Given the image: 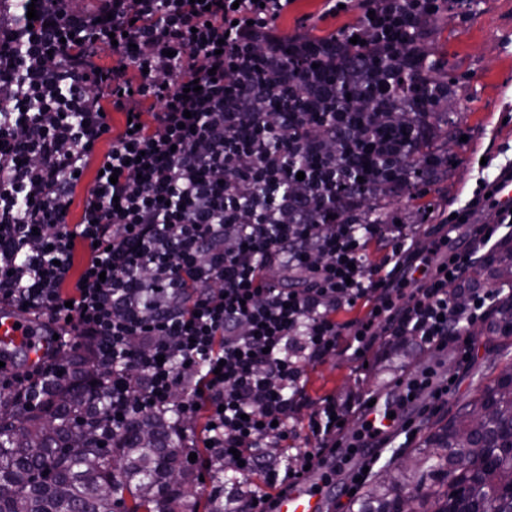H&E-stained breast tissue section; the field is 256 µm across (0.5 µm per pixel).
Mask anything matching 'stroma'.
I'll list each match as a JSON object with an SVG mask.
<instances>
[{
	"mask_svg": "<svg viewBox=\"0 0 512 512\" xmlns=\"http://www.w3.org/2000/svg\"><path fill=\"white\" fill-rule=\"evenodd\" d=\"M436 48L456 73L466 76L470 88L466 98L448 101L465 138L452 143L448 176L426 196L434 212L415 240L419 247L427 244L429 233L450 212L470 202L481 180L493 179L512 164V0H478L472 9L449 12ZM493 361L500 365L512 361V337L488 333L482 320L440 351L418 348L384 331L361 360L347 343H340L324 360L303 364L295 445L307 448L308 420L323 399H336L342 408L344 424L336 438L347 450L360 429L361 406L376 388L424 378L436 385L447 383L446 395L431 400L422 388L407 404L413 423L382 449L374 465L378 471L397 469L438 421L447 420L459 405L478 396V380Z\"/></svg>",
	"mask_w": 512,
	"mask_h": 512,
	"instance_id": "stroma-1",
	"label": "stroma"
}]
</instances>
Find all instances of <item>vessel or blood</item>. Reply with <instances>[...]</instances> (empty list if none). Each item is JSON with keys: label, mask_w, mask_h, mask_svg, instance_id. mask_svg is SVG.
<instances>
[{"label": "vessel or blood", "mask_w": 512, "mask_h": 512, "mask_svg": "<svg viewBox=\"0 0 512 512\" xmlns=\"http://www.w3.org/2000/svg\"><path fill=\"white\" fill-rule=\"evenodd\" d=\"M48 343L42 338L36 324L26 315L0 312V360L14 364L16 351H23L27 362L40 358ZM375 403L368 416L377 424L374 435L365 437L364 445L377 448L395 435L404 425L403 416H390L385 390H376ZM346 482L344 471L338 470L334 456H325L322 464L308 471L284 492L275 494L270 512H332L334 499Z\"/></svg>", "instance_id": "1"}]
</instances>
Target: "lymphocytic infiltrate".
I'll use <instances>...</instances> for the list:
<instances>
[{"mask_svg": "<svg viewBox=\"0 0 512 512\" xmlns=\"http://www.w3.org/2000/svg\"><path fill=\"white\" fill-rule=\"evenodd\" d=\"M293 2L0 0V306L111 364L113 413L132 397L145 413L207 411L206 440L225 471L264 480L238 512H260L266 491L316 459L307 448L295 464L276 463L268 451L291 437L302 364L335 352L341 311L373 303L352 339L360 355L380 324L443 348L487 301L475 290L466 306L449 300L471 253L449 252L447 237L422 254L415 225L350 224L337 211L335 124L308 134L283 106L292 93L322 101L312 66L335 62L336 44L314 51L304 31L286 33ZM429 2L324 0L323 14L359 4L342 39L378 53L396 28L423 32ZM112 40L119 64L98 67L99 45ZM114 112L125 119L117 132ZM303 141L310 162L290 169ZM288 178L297 196L280 189ZM497 192L483 182L451 221L475 245L512 224ZM481 210L493 221L475 222ZM379 242L387 252L374 264L366 248ZM441 252L447 264L431 271ZM393 263L418 279L389 285Z\"/></svg>", "mask_w": 512, "mask_h": 512, "instance_id": "1", "label": "lymphocytic infiltrate"}]
</instances>
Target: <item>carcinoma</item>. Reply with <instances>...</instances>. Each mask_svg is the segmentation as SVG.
<instances>
[{
    "label": "carcinoma",
    "instance_id": "cac0c4a2",
    "mask_svg": "<svg viewBox=\"0 0 512 512\" xmlns=\"http://www.w3.org/2000/svg\"><path fill=\"white\" fill-rule=\"evenodd\" d=\"M444 13L436 3L422 49H412L414 36L404 33L402 49L376 56L354 47L341 56L344 67L324 75L352 119L338 141L357 144L338 154L340 179L361 190L350 224H388L402 193L418 199L448 176L458 126L449 112L433 110L430 98L443 85L464 96L468 85L430 50ZM358 66L395 79L393 94L406 107L393 122L378 90L352 81ZM490 275L512 284V245L493 260ZM488 331L512 334V301L492 310ZM511 374L505 368L488 380L398 475L386 471L372 481L355 500L356 512H402L401 491L411 485L435 488L433 512H512ZM107 376L90 349L77 346L61 352L57 369L30 398L0 389V512H235V500L224 503V459L212 448L185 446L175 410L133 413L121 428L112 426V388L99 383ZM203 470L213 491L201 511Z\"/></svg>",
    "mask_w": 512,
    "mask_h": 512
}]
</instances>
